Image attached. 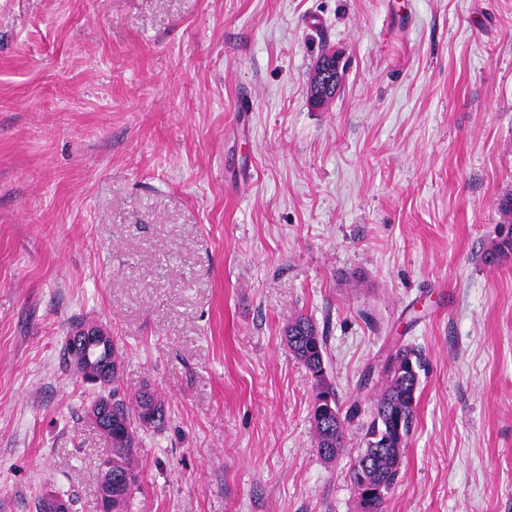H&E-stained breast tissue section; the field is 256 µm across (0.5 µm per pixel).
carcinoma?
<instances>
[{"label": "carcinoma", "instance_id": "obj_1", "mask_svg": "<svg viewBox=\"0 0 512 512\" xmlns=\"http://www.w3.org/2000/svg\"><path fill=\"white\" fill-rule=\"evenodd\" d=\"M512 256V234H507L484 253L485 264H498ZM288 352L306 369L314 381L316 396L329 395L333 404H339L336 390L326 376L327 337L320 334L316 324L307 316L299 315L284 329ZM92 364L112 362V378L94 387L92 406L111 403L112 433H101L108 448L100 459V484L112 478V512H129L135 490L140 487L138 451L140 433L158 431L168 421L165 402L148 384L131 395L120 384L123 357L118 344L89 354ZM390 369L384 370L385 386L377 395L370 420L362 425L363 444L353 468L350 481L355 489L366 485L390 490L401 473L400 447L406 441L415 424V393L419 385V371L423 367L421 354L408 347H400L389 355ZM359 414V405L352 403L341 419L326 417L311 408V424L314 429L316 448L321 459L332 460L347 446L345 424Z\"/></svg>", "mask_w": 512, "mask_h": 512}]
</instances>
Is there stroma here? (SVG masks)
<instances>
[{
	"instance_id": "obj_1",
	"label": "stroma",
	"mask_w": 512,
	"mask_h": 512,
	"mask_svg": "<svg viewBox=\"0 0 512 512\" xmlns=\"http://www.w3.org/2000/svg\"><path fill=\"white\" fill-rule=\"evenodd\" d=\"M511 193L512 0H0V512H98L79 319L170 414L131 512H359L301 314L341 407L423 357L387 512H512ZM336 69L337 72L340 70V77H339V85L342 79V69H340V57L336 52L329 53L326 56V59H322L318 63V79H323V82L325 84L326 89L320 92L319 94H316L315 97H318V100L314 98V96L311 95L310 87H309V95L312 103L316 106H321L324 103H326L328 100L332 99L336 95V90L332 91V86L330 84H327V81L325 80V76H327L328 72L331 69ZM284 340L288 352L306 369L314 381L316 395L311 408V424L314 429L316 448L321 459L332 460L336 454L347 446L345 422L350 423L359 414V405L354 402L349 406L344 418L339 408L341 419L334 406L339 405L336 390L328 382L326 376V342L327 337L320 334L316 324L307 316L299 315L288 323L284 329ZM322 395H330L328 406H324L328 414L336 417H326L318 412L315 400ZM326 400L327 396H322ZM334 404V406H333Z\"/></svg>"
}]
</instances>
